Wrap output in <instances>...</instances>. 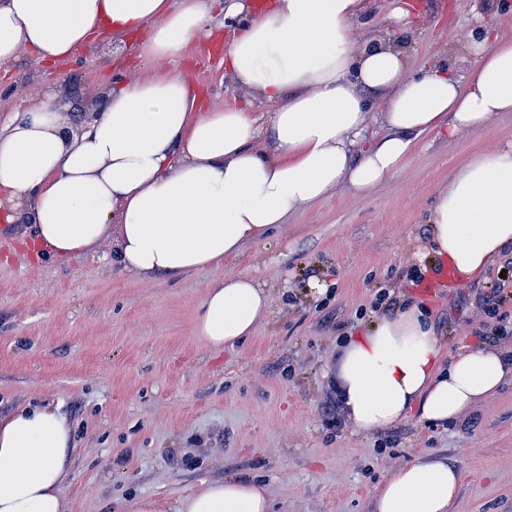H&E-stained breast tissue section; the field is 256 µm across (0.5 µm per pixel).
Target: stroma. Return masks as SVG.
Wrapping results in <instances>:
<instances>
[{
    "instance_id": "1",
    "label": "stroma",
    "mask_w": 512,
    "mask_h": 512,
    "mask_svg": "<svg viewBox=\"0 0 512 512\" xmlns=\"http://www.w3.org/2000/svg\"><path fill=\"white\" fill-rule=\"evenodd\" d=\"M354 38L381 30L406 46L409 71L438 63L466 77L462 38L483 14L512 38V0H410L414 21L391 25L392 0H365ZM232 33L213 25L178 65L209 103L246 106L224 75ZM98 49L37 63L23 51L0 68V123L44 99L69 111L116 74L156 65L129 39L119 66ZM512 139V112L456 140L422 137L404 167L361 196L340 185L290 215L259 245L223 266L146 279L112 268L110 245L60 262L26 249L23 226L0 223V415L35 402L61 404L74 437L61 492L70 512H126L140 496L176 512L202 482L251 478L267 485L273 512H371L376 488L397 467L432 455L456 466L455 512H512V382L459 419L417 417L381 432L355 430L336 408L332 367L341 341L364 333L388 289L397 310L419 308L447 353L479 346L489 316L478 306L491 282L512 278V253L442 295L411 282L440 260L427 251L425 215L449 174L473 153ZM248 274L270 307L252 336L214 351L197 336L199 305L216 280Z\"/></svg>"
}]
</instances>
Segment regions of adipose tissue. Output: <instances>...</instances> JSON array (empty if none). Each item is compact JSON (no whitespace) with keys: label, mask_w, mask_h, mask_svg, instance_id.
Returning <instances> with one entry per match:
<instances>
[{"label":"adipose tissue","mask_w":512,"mask_h":512,"mask_svg":"<svg viewBox=\"0 0 512 512\" xmlns=\"http://www.w3.org/2000/svg\"><path fill=\"white\" fill-rule=\"evenodd\" d=\"M364 0H226L237 27L224 73L276 103L267 122L235 107L203 108L191 81L159 74L113 82L103 108L71 127L59 108L31 102L0 125V220L31 227L38 254L67 260L108 241L112 263L145 278L223 265L274 226L340 184L367 194L389 181L430 131L456 139L512 112V39H471L467 78L450 69L406 73L393 45L357 47ZM211 18L208 0H0V67L25 49L55 62L102 41L179 58ZM388 97L375 111L371 92ZM269 129L271 143L257 140ZM429 248L473 277L512 249V140L472 154L426 213ZM266 291L250 275L215 281L196 333L220 350L252 335ZM512 376V353L473 348L444 359L433 327L413 308L381 317L336 357L343 412L365 432L410 415L443 423ZM73 449L60 407L25 405L0 416V512H66L61 494ZM460 473L420 458L377 489L372 512H452ZM178 512H272L251 479L202 482Z\"/></svg>","instance_id":"adipose-tissue-1"}]
</instances>
